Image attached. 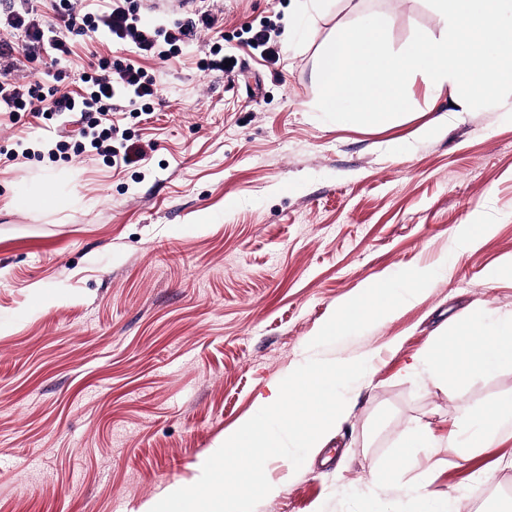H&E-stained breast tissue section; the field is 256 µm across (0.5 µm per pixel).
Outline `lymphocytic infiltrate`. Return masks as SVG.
Returning <instances> with one entry per match:
<instances>
[{
    "mask_svg": "<svg viewBox=\"0 0 512 512\" xmlns=\"http://www.w3.org/2000/svg\"><path fill=\"white\" fill-rule=\"evenodd\" d=\"M52 11L50 18H40L34 0H8L0 11L1 25L25 34L21 49L0 37V112L12 116L30 112L43 117L55 112L77 113L82 138L78 151L89 149L105 158L129 163V156L119 155L114 146L115 141L125 139L126 133L112 120V102L123 96L130 105L148 111L159 97L155 81L138 63L130 59L118 64L111 57L92 53L89 72L77 91L64 90L57 75L20 82L14 77L15 71L22 60L34 59L41 49L70 54L69 36L90 31L101 33L111 42L134 45L164 61L171 48L193 37L196 29H214L215 17L204 12L197 21L154 30L140 22L127 0H105L101 8L92 12L78 11L73 0H53Z\"/></svg>",
    "mask_w": 512,
    "mask_h": 512,
    "instance_id": "f902f5d3",
    "label": "lymphocytic infiltrate"
}]
</instances>
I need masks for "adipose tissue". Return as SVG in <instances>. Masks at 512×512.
<instances>
[{"label":"adipose tissue","mask_w":512,"mask_h":512,"mask_svg":"<svg viewBox=\"0 0 512 512\" xmlns=\"http://www.w3.org/2000/svg\"><path fill=\"white\" fill-rule=\"evenodd\" d=\"M439 276V271L420 267L408 274L407 285L402 289L394 287L388 279L370 281L356 296L336 308L322 327L323 338L347 336L369 323L394 318L400 307L421 301ZM453 346L462 352L463 367L471 373H488L512 365V325L473 315L468 335L457 337ZM511 420L512 406L504 403L494 405L487 413L470 414L455 440L460 461H467L474 449L489 444L500 427Z\"/></svg>","instance_id":"adipose-tissue-1"}]
</instances>
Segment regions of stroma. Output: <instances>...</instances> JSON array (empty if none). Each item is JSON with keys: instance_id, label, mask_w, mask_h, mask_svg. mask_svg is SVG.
Returning a JSON list of instances; mask_svg holds the SVG:
<instances>
[{"instance_id": "obj_1", "label": "stroma", "mask_w": 512, "mask_h": 512, "mask_svg": "<svg viewBox=\"0 0 512 512\" xmlns=\"http://www.w3.org/2000/svg\"><path fill=\"white\" fill-rule=\"evenodd\" d=\"M143 23L166 27L201 12L223 21L167 62L140 58L160 106L119 112L131 151L113 167L93 151L48 156L50 119L0 115V512H138L170 485L194 484L225 428L268 398L288 370L316 356L365 353L334 439L255 512H389L420 487L446 512H512V426L468 461L451 448L403 464L398 447L418 424L446 438L467 414L512 401V365L458 370L432 382L418 356L439 328L464 334L465 308L512 319V280L488 284L512 256V96L457 112V87L433 98L407 89L411 112L386 127L318 118L314 60L336 30L366 14L389 17L392 49L415 30L439 37L426 0H134ZM273 24L279 58L243 46L247 27ZM221 42L230 74L196 68ZM72 53L23 62L28 75L62 72L77 89L89 49L129 56L101 35ZM456 119L435 137L418 129ZM401 140L403 153L389 142ZM54 177L58 200L4 208ZM77 195L82 205L69 206ZM482 216L494 234L458 249V225ZM446 263L427 296L388 321L314 345L326 317L372 279L403 283Z\"/></svg>"}]
</instances>
